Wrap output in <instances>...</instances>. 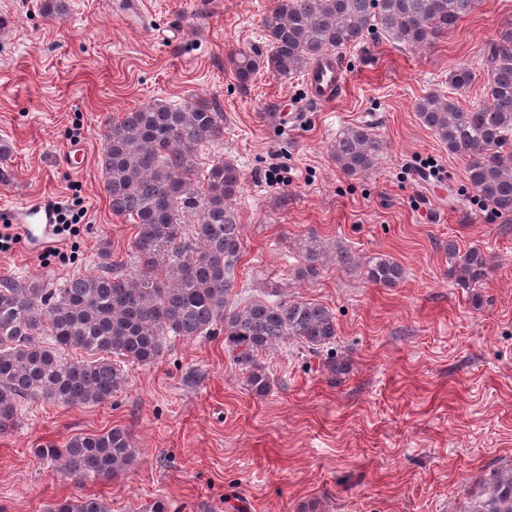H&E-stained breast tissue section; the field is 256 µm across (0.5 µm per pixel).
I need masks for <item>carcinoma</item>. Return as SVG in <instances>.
Segmentation results:
<instances>
[{"label":"carcinoma","instance_id":"1","mask_svg":"<svg viewBox=\"0 0 512 512\" xmlns=\"http://www.w3.org/2000/svg\"><path fill=\"white\" fill-rule=\"evenodd\" d=\"M477 0H279L263 19L267 53L241 51L232 60L240 85L261 69L287 79L328 52H342L365 34L421 47L455 27ZM476 74L463 65L448 72V89L459 90ZM486 100L469 108L445 91H431L415 105L422 124L448 153L466 159L467 179L499 214H512V20L479 59ZM224 135L220 116L207 104L173 109L153 102L110 124L101 167L112 213L137 224L134 264L115 265L100 254L96 273L77 274L61 288L19 280L0 281V433L13 428L27 400L64 407L102 404L127 384L126 366H151L172 337L195 339L224 333V350L241 367L250 389L270 387L262 353L296 342L312 353L336 339V319L324 305L307 300L274 304L229 299L243 257L241 224L234 198L241 183L229 162L210 166L205 185L196 176L197 146ZM386 149L367 125L343 128L330 145L336 166L348 176L375 169ZM297 274L313 277L329 257L312 235L299 244ZM451 274L462 288L483 285L492 265L478 248L448 243ZM365 279L394 287L403 267L386 255L361 264ZM80 351L86 357L67 359ZM64 480L88 475L112 479L135 459L128 432L113 427L76 434L64 446L37 449ZM47 512H112L103 497L75 495L48 505ZM469 512H512V470L494 471L476 482Z\"/></svg>","mask_w":512,"mask_h":512}]
</instances>
